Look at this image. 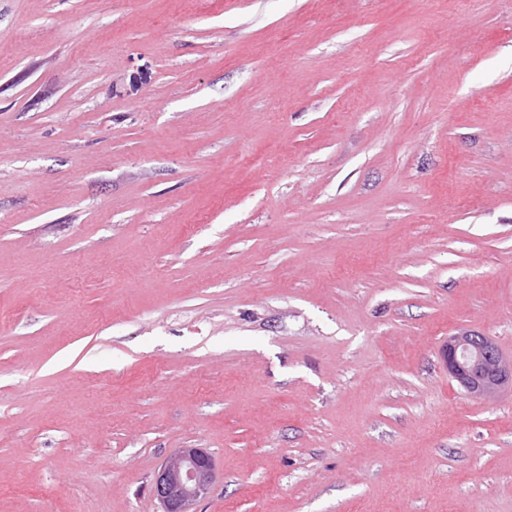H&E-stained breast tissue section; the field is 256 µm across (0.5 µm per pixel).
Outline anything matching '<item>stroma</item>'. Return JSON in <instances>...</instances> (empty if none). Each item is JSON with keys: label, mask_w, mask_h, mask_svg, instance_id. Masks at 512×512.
Wrapping results in <instances>:
<instances>
[{"label": "stroma", "mask_w": 512, "mask_h": 512, "mask_svg": "<svg viewBox=\"0 0 512 512\" xmlns=\"http://www.w3.org/2000/svg\"><path fill=\"white\" fill-rule=\"evenodd\" d=\"M512 0H0V512H512ZM442 359L450 377L472 399L492 404L512 392V356L490 337L469 330L448 336ZM215 480V462L203 448H181L161 464L153 490L161 512H196L194 506L205 498Z\"/></svg>", "instance_id": "35a3bbf8"}]
</instances>
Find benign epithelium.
Instances as JSON below:
<instances>
[{"instance_id":"benign-epithelium-1","label":"benign epithelium","mask_w":512,"mask_h":512,"mask_svg":"<svg viewBox=\"0 0 512 512\" xmlns=\"http://www.w3.org/2000/svg\"><path fill=\"white\" fill-rule=\"evenodd\" d=\"M442 359L450 377L472 399L492 404L512 391V356L489 336L460 330L448 337ZM215 480V462L202 448H181L161 464L153 490L162 512H195Z\"/></svg>"}]
</instances>
